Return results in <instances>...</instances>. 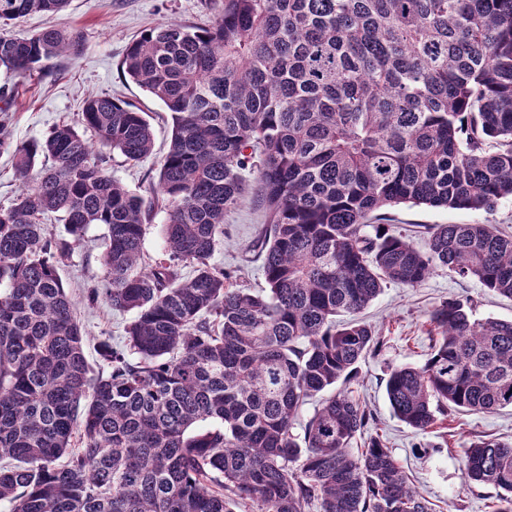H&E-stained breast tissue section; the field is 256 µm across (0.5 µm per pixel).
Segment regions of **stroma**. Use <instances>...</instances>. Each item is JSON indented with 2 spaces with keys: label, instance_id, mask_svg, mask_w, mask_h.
<instances>
[{
  "label": "stroma",
  "instance_id": "35a3bbf8",
  "mask_svg": "<svg viewBox=\"0 0 512 512\" xmlns=\"http://www.w3.org/2000/svg\"><path fill=\"white\" fill-rule=\"evenodd\" d=\"M215 10L214 0H71L62 13L33 14L12 25L16 34L29 35L52 25L79 32L82 37L80 53L57 59L52 73H37L16 85L15 103L8 114L14 142L41 137L63 122L78 123L83 101L91 95L107 94L133 103L148 115L154 131V155L135 166L114 159L111 173L130 191L150 197L158 175L157 160L171 139L172 119L160 101L123 75L119 64L129 42L144 30L171 21L204 26ZM384 215L387 223L421 249L426 246L425 227L436 224H492L512 233L510 198L490 211L399 205L385 209ZM268 221L266 210L249 199L228 210L224 239L212 258L215 265L257 290L264 288L265 280L260 262L248 248ZM106 233L105 225H91L73 256L59 268L63 284L76 302V316L87 334L85 354L96 372L107 368L97 351L98 341L106 338L112 345L124 346V329L135 318L134 312L112 309L106 301L92 306L84 299L85 288L104 275L101 255ZM451 298L469 300L476 319L512 320L511 299L495 296L479 283L460 279L445 268L436 269L414 288L387 285L362 313L374 326L377 343L360 362L351 389L375 417L371 432L379 434L392 450L434 512H491L496 491L469 484L465 450L480 435L511 439L512 409L492 414L452 411L422 435L393 416L385 392L392 368L425 363L434 338L429 314Z\"/></svg>",
  "mask_w": 512,
  "mask_h": 512
}]
</instances>
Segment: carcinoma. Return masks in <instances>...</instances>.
<instances>
[{
    "mask_svg": "<svg viewBox=\"0 0 512 512\" xmlns=\"http://www.w3.org/2000/svg\"><path fill=\"white\" fill-rule=\"evenodd\" d=\"M70 2L0 0V27ZM81 46L57 28L0 33V70L26 79ZM121 68L173 120L154 185L165 255L147 266L151 204L107 155L151 157L145 112L94 95L80 126L15 145L0 88V149L21 183L0 205V502L431 512L380 438L352 451L374 415L336 384L371 350L361 314L389 283L414 288L446 267L512 299V234L437 224L422 250L378 223L402 203L487 211L512 197V0H222L206 27L144 31ZM252 192L270 217L250 248L260 291L211 264L224 212ZM52 216L67 238L47 235ZM92 224L108 234L85 298L137 313L126 349L100 344L107 375L85 358L58 273ZM430 322L429 358L386 381L393 415L425 433L452 410L512 408V321L475 319L455 298ZM465 462L471 483L497 490L492 512H512V441L484 436Z\"/></svg>",
    "mask_w": 512,
    "mask_h": 512,
    "instance_id": "obj_1",
    "label": "carcinoma"
}]
</instances>
